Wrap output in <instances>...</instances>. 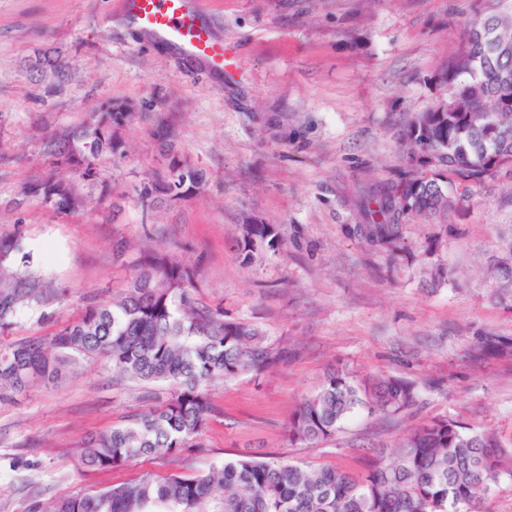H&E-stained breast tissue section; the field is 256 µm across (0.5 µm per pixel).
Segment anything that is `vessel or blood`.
<instances>
[{"mask_svg":"<svg viewBox=\"0 0 512 512\" xmlns=\"http://www.w3.org/2000/svg\"><path fill=\"white\" fill-rule=\"evenodd\" d=\"M119 5L147 38L171 45L216 72L229 63L223 40L204 19L202 0H119Z\"/></svg>","mask_w":512,"mask_h":512,"instance_id":"vessel-or-blood-1","label":"vessel or blood"}]
</instances>
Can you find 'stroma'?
<instances>
[{"label": "stroma", "mask_w": 512, "mask_h": 512, "mask_svg": "<svg viewBox=\"0 0 512 512\" xmlns=\"http://www.w3.org/2000/svg\"><path fill=\"white\" fill-rule=\"evenodd\" d=\"M473 0H208L206 20L233 59L206 70L145 38L118 0H0V232L26 226L41 242V275L69 289L50 318L25 310L8 339L52 332L85 298H111L127 267L117 241L145 240L196 265L198 296L229 318L287 344L286 364L213 387L203 447L116 469L85 470L90 433L145 409L139 390L103 361L77 364L60 383L0 401V512H25L32 492L52 502L145 474L191 475L242 455L334 466L359 475L432 419L498 433L512 447V351L482 355V336L512 339V287L494 269L512 251V178L462 184L445 218L405 219L406 258L361 243L357 200L408 161L410 116L448 96L439 74L462 41ZM50 49L70 76L45 93L29 63ZM118 105L123 153L103 157L86 212L63 219L21 203L43 167L40 141L61 124ZM203 188L144 218L138 194L164 170L167 132ZM279 225L286 257L258 252L242 265L237 226ZM336 366L406 379L419 402L392 427L358 412L334 439L292 443L288 422Z\"/></svg>", "instance_id": "1"}]
</instances>
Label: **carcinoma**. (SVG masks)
I'll return each instance as SVG.
<instances>
[{
	"instance_id": "cac0c4a2",
	"label": "carcinoma",
	"mask_w": 512,
	"mask_h": 512,
	"mask_svg": "<svg viewBox=\"0 0 512 512\" xmlns=\"http://www.w3.org/2000/svg\"><path fill=\"white\" fill-rule=\"evenodd\" d=\"M472 10L464 21L459 51L446 64L448 101H468L467 112L431 109L413 115L402 132L409 169L365 196L363 223L354 234L397 257L406 253L403 218L435 217L456 204L455 185L481 184L512 173V147L504 150L490 133L512 125V24L486 34L500 0ZM36 73L66 68L56 55H38ZM127 116L120 107L95 112L88 121L57 127L42 137L44 171L22 190L24 197L60 216L85 210L89 199L77 181L97 178V161L118 149L116 130ZM204 174L173 154L165 173L139 192L143 211L185 199ZM24 224L0 235V336L14 328L25 308H48L67 292L34 270L23 250ZM279 254L285 239L278 225L246 220L235 249L252 265L260 248ZM137 251L125 287L105 302H91L47 337L0 343V399L63 380L80 360H103L113 376L145 387L169 389L146 410L84 438L82 464L90 469L123 467L144 456L169 458L199 442L214 413L209 387L243 375L260 376L288 357L247 322L224 315V307L196 297V272L174 255L145 244L120 243L116 258ZM416 401L414 384L389 377L358 380L345 370L327 372L319 391L307 398L288 425L291 442L332 439L357 411L388 425ZM512 477V449L495 433L474 431L452 419H432L410 433L392 453L362 476L337 468H312L277 457L237 459L163 480L144 476L131 485L74 494L46 509L37 496L26 512H478L488 491Z\"/></svg>"
}]
</instances>
